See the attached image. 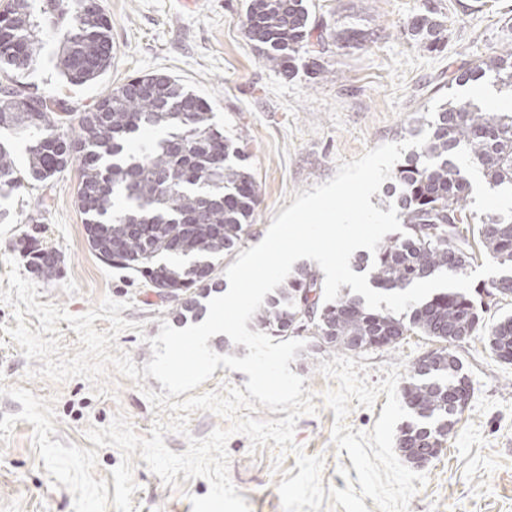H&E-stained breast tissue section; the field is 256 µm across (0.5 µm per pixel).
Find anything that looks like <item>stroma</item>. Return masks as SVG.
Segmentation results:
<instances>
[{
	"mask_svg": "<svg viewBox=\"0 0 512 512\" xmlns=\"http://www.w3.org/2000/svg\"><path fill=\"white\" fill-rule=\"evenodd\" d=\"M323 23V74L293 76L270 68L245 33L246 0H103L112 20V67L96 83H67L55 67L59 37L45 33L39 64L22 81L27 93L52 97L80 114L109 89L146 73H165L208 101L226 137L244 145L259 195L249 232L236 250L215 260L214 281L239 252L264 238L273 218L297 193L334 177L340 161L366 150L414 138L417 118L446 100L500 98L492 79L484 95L452 86L448 73L489 48L512 46V0H306ZM434 5L444 16L445 42L430 52L405 33L407 17ZM354 29L361 43L336 35ZM470 207L478 214L512 213V195L490 189L470 169ZM80 164L71 161L49 187L25 186L0 199V289L9 287L6 258L36 284L39 303L80 316L104 298L124 303L123 319L139 323L116 339L136 366L151 361L149 338L162 323L182 328L184 297H164L138 277L104 264L86 241L76 206ZM55 252L52 272L30 267L23 253L29 236ZM17 322L0 304V512H115L112 471L122 459L113 447L88 440L89 427L107 426L124 414L138 435L149 436L155 409L144 389L161 392L154 377L134 382L107 371L108 395H97L82 377L54 382L29 376L40 360H27L8 336ZM291 370L302 376L318 411L299 418L295 440L306 454L324 458L321 512H512V365L498 361L481 338L452 346L471 384L440 455L421 469L396 451L399 428L410 413L401 388L414 363L436 349L429 337L411 334L396 346L362 354L335 351L312 331L297 332ZM229 475L249 512H283L278 485L295 468L293 456L273 446L251 449L248 438L227 442ZM280 470H273L274 458ZM138 489L132 512H193L191 497L210 485L195 478L166 486L140 457H133Z\"/></svg>",
	"mask_w": 512,
	"mask_h": 512,
	"instance_id": "35a3bbf8",
	"label": "stroma"
}]
</instances>
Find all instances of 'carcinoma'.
Segmentation results:
<instances>
[{
	"label": "carcinoma",
	"mask_w": 512,
	"mask_h": 512,
	"mask_svg": "<svg viewBox=\"0 0 512 512\" xmlns=\"http://www.w3.org/2000/svg\"><path fill=\"white\" fill-rule=\"evenodd\" d=\"M407 34L417 45L437 51L444 43L439 10L426 6L410 17ZM304 0H247L246 35L263 60L279 73L294 74L300 53L325 44L314 34ZM60 29L56 67L72 85L97 81L112 67V21L101 0H7L0 10V128L28 135L27 169L0 144V196L31 179L43 185L57 178L69 160L80 162L77 206L86 239L111 266L141 275L158 293L188 292L207 283L194 261L215 272L214 259L247 234L257 206L253 174L240 164L243 151L212 123L209 104L167 74H145L107 91L79 117L72 135L69 113L58 103L27 95L19 79L34 69L42 49L40 32ZM493 75L512 91V47L476 55L451 72L448 84L463 86ZM476 167L492 189L512 190V112H499L461 99L439 106L428 122L427 142L397 165L395 198L403 232L385 237L375 253L355 258L378 290L403 291L441 272L462 274L488 255L512 265V219L480 216L469 209L471 181L461 160ZM30 264L53 268L50 251L28 244ZM316 292L314 333L331 348L337 336L399 339L408 333L444 341L482 330L498 361L512 364V317L486 326L470 295L457 290L432 294L396 316L371 310L360 296L340 295L320 302L317 274L297 270L254 315L275 336L302 325V298ZM491 297L512 295V272L481 286ZM462 373L448 352L429 368L413 364L401 389L411 419L398 445L416 448L441 443L461 413L455 405Z\"/></svg>",
	"instance_id": "obj_1"
}]
</instances>
